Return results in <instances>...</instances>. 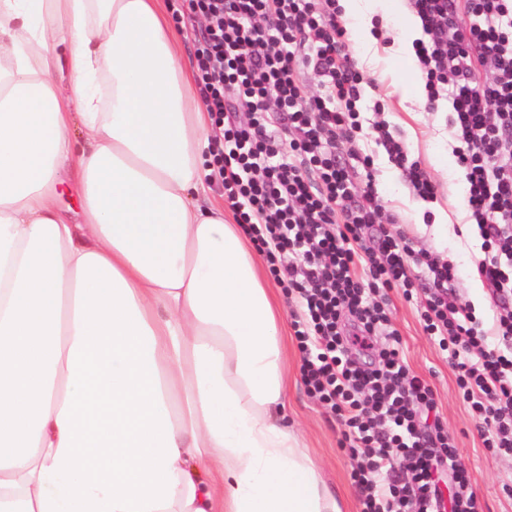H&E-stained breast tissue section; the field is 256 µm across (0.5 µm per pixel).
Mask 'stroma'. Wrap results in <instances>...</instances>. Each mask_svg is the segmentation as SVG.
<instances>
[{"label": "stroma", "mask_w": 512, "mask_h": 512, "mask_svg": "<svg viewBox=\"0 0 512 512\" xmlns=\"http://www.w3.org/2000/svg\"><path fill=\"white\" fill-rule=\"evenodd\" d=\"M353 56L366 82L363 105L382 103V120L401 135L411 157L419 160L439 184L437 202L448 214V229L436 230L433 220L426 218L429 203L409 191L385 150L372 142L363 144V152L374 158L377 180L387 179L392 183L385 202L419 246L430 250L440 248L448 253L457 267L461 294L475 305L484 329H491L490 302L482 283L471 272L473 259L480 253V240L474 231L465 230L461 219L466 212L463 182L458 170L443 172L433 163L434 155L450 150L453 143L447 122L450 106L445 104L430 112L416 105L415 82L421 73L400 55L381 49L375 53L357 50ZM390 297L393 323L400 333L406 359L411 369L431 384L444 424L455 438L484 512H512V458L486 452L467 405L458 393L445 353L424 334L415 306L407 303L399 292H391ZM286 355V422L318 464L327 487L340 498L343 512H360L359 492L350 478L353 461L339 446L342 423L308 395L301 379V354L295 337H287Z\"/></svg>", "instance_id": "1"}]
</instances>
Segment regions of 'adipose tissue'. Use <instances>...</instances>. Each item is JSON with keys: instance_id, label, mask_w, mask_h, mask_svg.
<instances>
[{"instance_id": "adipose-tissue-1", "label": "adipose tissue", "mask_w": 512, "mask_h": 512, "mask_svg": "<svg viewBox=\"0 0 512 512\" xmlns=\"http://www.w3.org/2000/svg\"><path fill=\"white\" fill-rule=\"evenodd\" d=\"M209 145L164 0H0V512H341Z\"/></svg>"}]
</instances>
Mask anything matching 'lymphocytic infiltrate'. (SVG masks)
<instances>
[{"label":"lymphocytic infiltrate","mask_w":512,"mask_h":512,"mask_svg":"<svg viewBox=\"0 0 512 512\" xmlns=\"http://www.w3.org/2000/svg\"><path fill=\"white\" fill-rule=\"evenodd\" d=\"M429 105L450 102L473 273L494 322L455 290L456 266L417 246L375 189L368 134L424 201L438 186L381 120L363 124L364 78L338 0H178L199 92L215 121V176L234 219L296 313L308 394L338 416L361 512H483L428 381L404 360L391 291L416 305L495 456H512V0H407ZM357 158L364 176L339 161Z\"/></svg>","instance_id":"1"}]
</instances>
